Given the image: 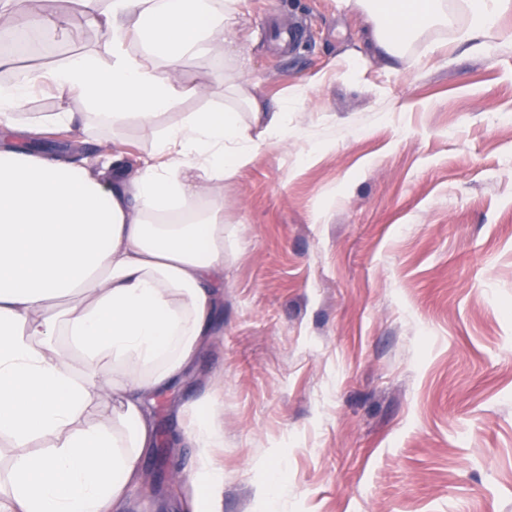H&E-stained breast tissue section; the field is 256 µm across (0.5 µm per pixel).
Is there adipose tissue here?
<instances>
[{
    "instance_id": "ef3b65f1",
    "label": "adipose tissue",
    "mask_w": 512,
    "mask_h": 512,
    "mask_svg": "<svg viewBox=\"0 0 512 512\" xmlns=\"http://www.w3.org/2000/svg\"><path fill=\"white\" fill-rule=\"evenodd\" d=\"M240 0H70L105 30L112 52L78 54L0 84V438L14 448L0 470V512H122L154 441L147 399L167 389L211 338L224 280V200L212 190L248 165L257 137L288 141V108L269 106L238 76L232 95L251 115L221 108L188 113L155 129V160L129 171L122 153L111 173L19 147L20 111L48 84L76 96L112 128L158 115L208 84L186 81L190 54L223 49ZM391 56L421 29L447 25V0H399L394 14L353 0ZM458 37L474 52L512 0H468ZM142 44V53L131 52ZM189 224H161L171 209ZM45 443L29 454L33 440ZM212 424L198 421L194 512H217L224 480L210 450Z\"/></svg>"
}]
</instances>
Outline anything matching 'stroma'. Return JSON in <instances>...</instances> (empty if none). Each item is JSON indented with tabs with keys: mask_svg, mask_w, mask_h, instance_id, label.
<instances>
[{
	"mask_svg": "<svg viewBox=\"0 0 512 512\" xmlns=\"http://www.w3.org/2000/svg\"><path fill=\"white\" fill-rule=\"evenodd\" d=\"M67 50L108 56L66 0ZM226 51L188 61L213 83L238 59L286 145H259L224 197V286L213 341L149 407L155 441L128 512H192L199 418L221 432L220 512H512V9L473 53L429 27L399 56L337 0H241ZM295 28L283 50L271 28ZM29 105L73 113L30 153L102 168L152 130L118 131L55 90ZM179 461L171 487L164 446ZM155 485L154 495L145 486Z\"/></svg>",
	"mask_w": 512,
	"mask_h": 512,
	"instance_id": "obj_1",
	"label": "stroma"
}]
</instances>
